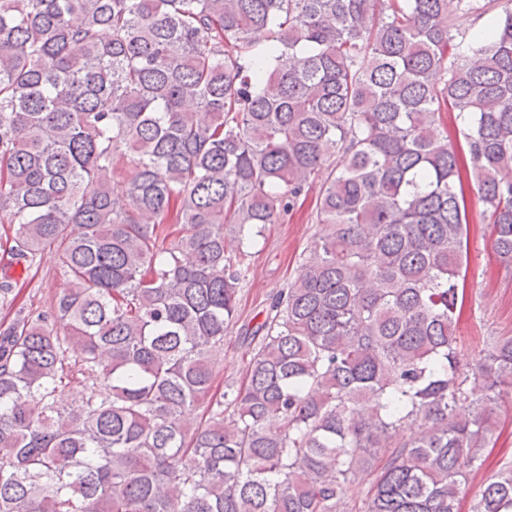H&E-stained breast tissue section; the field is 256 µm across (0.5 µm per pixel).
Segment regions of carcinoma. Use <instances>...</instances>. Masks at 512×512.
I'll return each instance as SVG.
<instances>
[{"instance_id":"1","label":"carcinoma","mask_w":512,"mask_h":512,"mask_svg":"<svg viewBox=\"0 0 512 512\" xmlns=\"http://www.w3.org/2000/svg\"><path fill=\"white\" fill-rule=\"evenodd\" d=\"M323 171L223 390L245 248ZM465 179L511 268L512 0H0L6 252L69 281L0 325V512H459L512 398V336L461 354Z\"/></svg>"}]
</instances>
